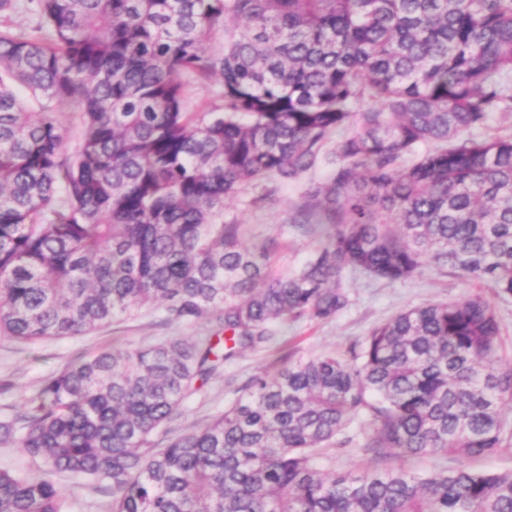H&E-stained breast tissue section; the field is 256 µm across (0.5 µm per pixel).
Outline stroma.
Returning a JSON list of instances; mask_svg holds the SVG:
<instances>
[{
	"instance_id": "35a3bbf8",
	"label": "stroma",
	"mask_w": 512,
	"mask_h": 512,
	"mask_svg": "<svg viewBox=\"0 0 512 512\" xmlns=\"http://www.w3.org/2000/svg\"><path fill=\"white\" fill-rule=\"evenodd\" d=\"M304 188L301 182L284 185L272 201L261 205L253 204L255 192L250 189L229 201L224 209L225 219L240 224L247 244L275 241L272 259L281 271L297 268L320 239L319 233L301 232L288 221ZM345 285L350 304L336 318L280 328L267 346L246 351L225 363L185 400L181 417L167 426L169 433L176 435L206 425L244 396L253 378L274 372L288 358L348 356L351 347L361 344L376 326L400 311L425 303L455 300L475 293L492 299L500 324L499 355L503 363L512 364V298H496L489 285L429 273L405 283L390 284L357 272L346 275ZM207 327L204 320L165 322L163 311L152 307L131 317L119 316L109 326L82 336L31 344L0 338V382L11 383L10 390L0 391V415L15 412L39 392L48 378L80 356L115 347L143 348L174 336L192 340L206 335ZM367 430L364 419L351 423L348 434L353 438L352 443L326 449L327 469L345 472L370 467V456L358 445Z\"/></svg>"
}]
</instances>
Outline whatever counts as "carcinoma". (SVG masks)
I'll use <instances>...</instances> for the list:
<instances>
[{"label":"carcinoma","instance_id":"cac0c4a2","mask_svg":"<svg viewBox=\"0 0 512 512\" xmlns=\"http://www.w3.org/2000/svg\"><path fill=\"white\" fill-rule=\"evenodd\" d=\"M35 2L33 33L0 30V337L82 336L154 306L213 327L80 357L1 417L0 445L39 469H0V512H65L54 474L110 512H512V471L471 466L512 443V365L479 295L403 310L348 358L290 360L153 440L277 326L336 317L349 272L512 297V134L478 135L512 119V0ZM213 81L217 103L192 109V85ZM320 164L292 224L321 239L276 272L226 202L252 187L264 203ZM363 415L379 466L318 467ZM434 455L458 464L386 465ZM58 120L64 132L66 150L71 151L80 134V114L73 108H65L58 114Z\"/></svg>","mask_w":512,"mask_h":512}]
</instances>
